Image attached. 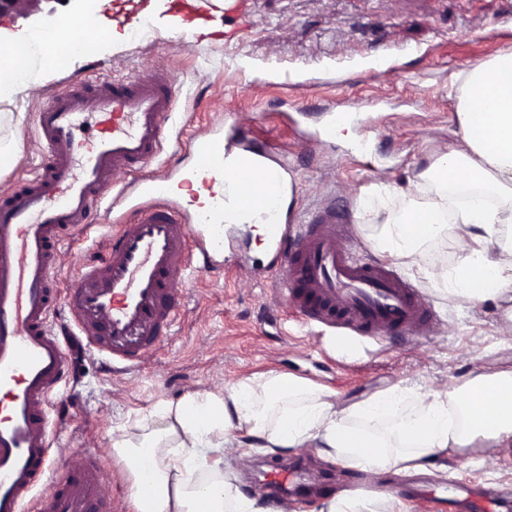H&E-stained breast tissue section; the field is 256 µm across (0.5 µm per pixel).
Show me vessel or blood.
<instances>
[{
	"label": "vessel or blood",
	"mask_w": 512,
	"mask_h": 512,
	"mask_svg": "<svg viewBox=\"0 0 512 512\" xmlns=\"http://www.w3.org/2000/svg\"><path fill=\"white\" fill-rule=\"evenodd\" d=\"M177 90L168 72L130 81L73 80L36 114L46 152L34 175L0 193V512H111L98 458L55 467L51 398L70 368L53 320L66 305L82 350L120 376L139 370L173 335L178 274L212 268L228 219L270 227V266L287 304L306 325L364 343L394 332L406 342L434 318L420 292L388 265L344 248L333 204L312 216L283 208L288 165L268 142L215 128L194 134L179 180L211 188L194 211L144 176L162 151ZM136 181L121 184V173ZM267 196L237 207L245 179ZM132 210L102 253L80 263L66 293L57 289L61 245L83 243L92 212ZM50 482V493L33 491ZM450 512H496L491 491L449 487Z\"/></svg>",
	"instance_id": "obj_1"
}]
</instances>
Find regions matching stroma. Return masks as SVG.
Returning <instances> with one entry per match:
<instances>
[{
	"instance_id": "1",
	"label": "stroma",
	"mask_w": 512,
	"mask_h": 512,
	"mask_svg": "<svg viewBox=\"0 0 512 512\" xmlns=\"http://www.w3.org/2000/svg\"><path fill=\"white\" fill-rule=\"evenodd\" d=\"M222 31L191 27L172 0H95L91 12L110 22V45L81 56L44 78L43 92L73 77H136L167 70L178 92L164 148L150 166L158 174L180 160L191 135L209 125L237 124L272 142L294 178L292 208L307 211L336 201L348 215L351 249L362 260H379L375 243L383 227L357 220L361 190L387 187V204L404 207L412 180L440 152L461 139L453 76L468 65L512 52V0H227ZM148 24L131 35L129 15ZM69 15L57 0H41L26 14L0 17V38L24 30L52 31ZM40 94L0 101V185L30 177L42 153L34 133ZM330 112H347L367 123V148L358 151L352 131L321 140ZM233 249L221 269L181 279L174 337L137 372L113 377L95 356L74 362L75 378L54 398L50 419L60 449L97 455L105 491L119 512H131L133 477L113 455V427L149 416L163 400L195 390L232 388L286 372L332 389L343 404L391 387L400 390L396 414L373 423L391 434L400 414H412L419 396L447 378L465 383L479 374L512 369V335L500 332L501 310L488 300L474 304L434 289L400 260L388 264L420 289L436 317L413 344L393 339L367 346L344 338L314 337L275 292L271 270L250 272L236 254L264 259L254 226L232 229ZM285 465L314 484L311 497L289 499L288 512H322L331 493L371 492L401 482L391 472L367 474L326 462L314 449L287 453L239 448L224 462L232 483L252 493L255 474ZM425 474L512 491V449L485 444L451 449L429 459Z\"/></svg>"
}]
</instances>
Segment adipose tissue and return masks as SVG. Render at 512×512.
<instances>
[{
	"instance_id": "adipose-tissue-1",
	"label": "adipose tissue",
	"mask_w": 512,
	"mask_h": 512,
	"mask_svg": "<svg viewBox=\"0 0 512 512\" xmlns=\"http://www.w3.org/2000/svg\"><path fill=\"white\" fill-rule=\"evenodd\" d=\"M66 31L62 25L0 42V65L11 75L0 84V97L36 90L32 69L53 74L112 38L111 29L95 31L63 52ZM456 114L460 144L414 178L416 186H432L433 194L412 199L397 218L377 212L384 226L378 248L449 295L475 304L505 301L504 328L511 332L512 245L501 239L512 226V52L468 66ZM447 223L459 250L449 271L427 266L422 250ZM395 398L389 389L344 407L334 390L276 372L226 391L160 403L156 420L112 434L111 449L133 476V512H269L262 496L238 493L223 474L225 452L239 447V433L259 448H313L322 458L369 474L388 467L415 470L423 457L479 440L512 445V370L480 374L463 385L449 381L422 394L417 412L402 419L390 438L347 425L354 415L379 420ZM453 408L461 410L463 428H449ZM327 512L411 510L392 494L350 492L329 501Z\"/></svg>"
}]
</instances>
